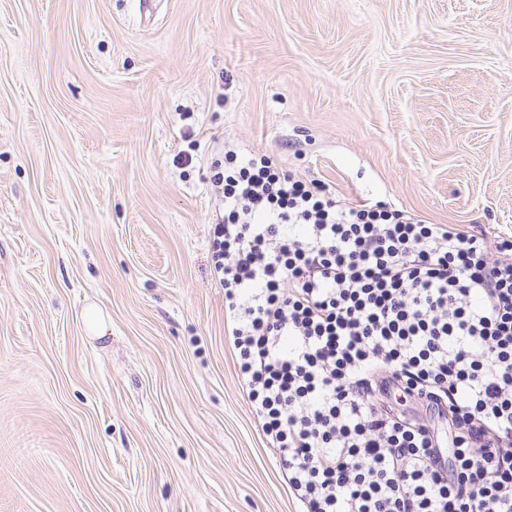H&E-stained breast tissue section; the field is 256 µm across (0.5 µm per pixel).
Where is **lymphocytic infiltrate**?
I'll return each mask as SVG.
<instances>
[{
	"label": "lymphocytic infiltrate",
	"instance_id": "obj_1",
	"mask_svg": "<svg viewBox=\"0 0 512 512\" xmlns=\"http://www.w3.org/2000/svg\"><path fill=\"white\" fill-rule=\"evenodd\" d=\"M214 180L224 332L301 512H512V236L345 203L264 155Z\"/></svg>",
	"mask_w": 512,
	"mask_h": 512
}]
</instances>
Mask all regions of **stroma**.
Instances as JSON below:
<instances>
[{
	"mask_svg": "<svg viewBox=\"0 0 512 512\" xmlns=\"http://www.w3.org/2000/svg\"><path fill=\"white\" fill-rule=\"evenodd\" d=\"M230 150L512 234V0H0V512H297L212 276Z\"/></svg>",
	"mask_w": 512,
	"mask_h": 512,
	"instance_id": "1",
	"label": "stroma"
}]
</instances>
